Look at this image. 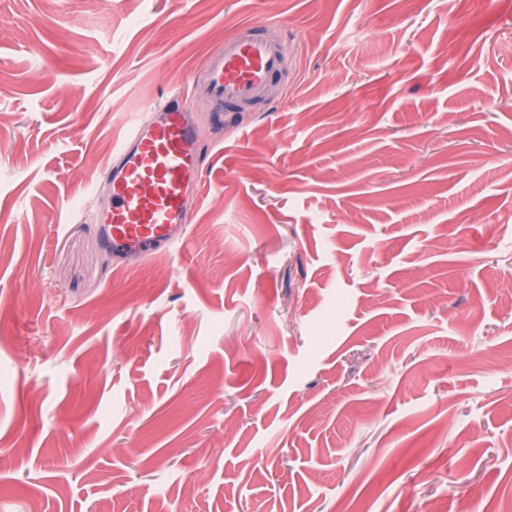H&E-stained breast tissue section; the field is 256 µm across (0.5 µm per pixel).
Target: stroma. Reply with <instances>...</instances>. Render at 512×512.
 Listing matches in <instances>:
<instances>
[{"label": "stroma", "mask_w": 512, "mask_h": 512, "mask_svg": "<svg viewBox=\"0 0 512 512\" xmlns=\"http://www.w3.org/2000/svg\"><path fill=\"white\" fill-rule=\"evenodd\" d=\"M197 108L187 248L106 252L136 114ZM512 0H0V512H512ZM267 24H246L211 50L191 77V95L211 112L266 111L265 91L288 80V41L265 35Z\"/></svg>", "instance_id": "stroma-1"}]
</instances>
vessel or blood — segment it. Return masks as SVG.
<instances>
[{
  "label": "vessel or blood",
  "mask_w": 512,
  "mask_h": 512,
  "mask_svg": "<svg viewBox=\"0 0 512 512\" xmlns=\"http://www.w3.org/2000/svg\"><path fill=\"white\" fill-rule=\"evenodd\" d=\"M290 59L287 41L267 37L264 25H243L207 54L191 94L216 113L265 111L266 88L287 79ZM182 98L172 92L137 116L103 172L112 203L98 232L113 254L149 257L186 241L202 160L199 127Z\"/></svg>",
  "instance_id": "obj_1"
}]
</instances>
